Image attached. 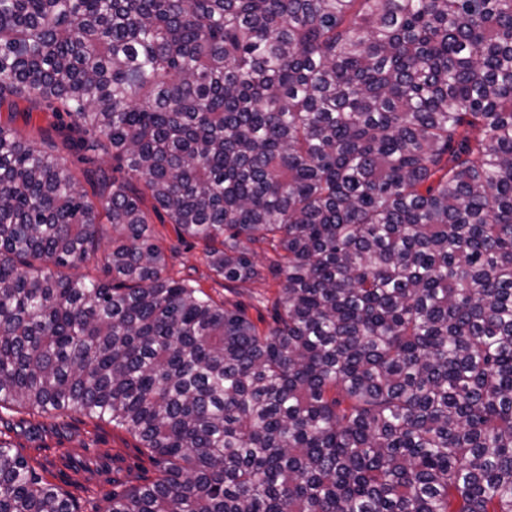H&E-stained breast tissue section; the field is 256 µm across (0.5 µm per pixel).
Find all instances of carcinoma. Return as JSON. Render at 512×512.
Here are the masks:
<instances>
[{"mask_svg":"<svg viewBox=\"0 0 512 512\" xmlns=\"http://www.w3.org/2000/svg\"><path fill=\"white\" fill-rule=\"evenodd\" d=\"M70 118L87 190L0 124V410L133 434L0 512H512V0H0V103ZM282 278L273 325L167 272ZM104 277L61 273L100 250ZM51 264L58 273L43 272ZM150 227L160 244L166 249L168 270L175 276L189 275L218 303L238 304L246 315L262 330L273 324V302L278 295L280 279L267 273L266 260L259 253L257 263L263 278L235 288H224V280L208 267L204 258L205 244L186 237L178 239L177 229L165 213L151 214Z\"/></svg>","mask_w":512,"mask_h":512,"instance_id":"carcinoma-1","label":"carcinoma"}]
</instances>
